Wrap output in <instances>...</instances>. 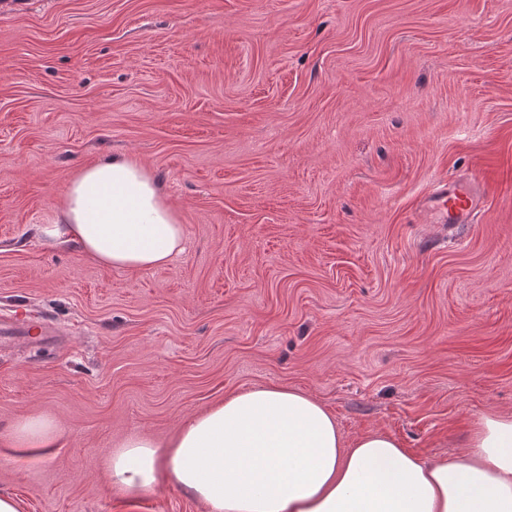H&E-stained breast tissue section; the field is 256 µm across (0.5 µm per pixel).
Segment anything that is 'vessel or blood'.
<instances>
[{
    "label": "vessel or blood",
    "mask_w": 512,
    "mask_h": 512,
    "mask_svg": "<svg viewBox=\"0 0 512 512\" xmlns=\"http://www.w3.org/2000/svg\"><path fill=\"white\" fill-rule=\"evenodd\" d=\"M483 191L478 184L469 181L446 182L438 186L427 199L425 209L432 223L467 224L481 208ZM20 327L23 334L36 344L43 343L57 331L49 319L18 323L16 315H0V332Z\"/></svg>",
    "instance_id": "obj_1"
}]
</instances>
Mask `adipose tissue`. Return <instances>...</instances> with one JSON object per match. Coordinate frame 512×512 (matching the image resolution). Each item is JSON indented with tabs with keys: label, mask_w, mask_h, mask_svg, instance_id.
I'll return each instance as SVG.
<instances>
[{
	"label": "adipose tissue",
	"mask_w": 512,
	"mask_h": 512,
	"mask_svg": "<svg viewBox=\"0 0 512 512\" xmlns=\"http://www.w3.org/2000/svg\"><path fill=\"white\" fill-rule=\"evenodd\" d=\"M95 188L111 189V201L91 204ZM41 232L130 272L166 266L186 250L184 226L127 156L84 168L67 188L59 222ZM56 434L51 418L31 416L7 440L34 451L52 447ZM106 467L122 494L166 481L210 512H512V417L483 415L462 458L424 463L380 432L346 442L318 400L262 385L190 415L168 441L127 437Z\"/></svg>",
	"instance_id": "1"
}]
</instances>
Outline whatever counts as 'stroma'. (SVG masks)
I'll return each mask as SVG.
<instances>
[{
  "instance_id": "1",
  "label": "stroma",
  "mask_w": 512,
  "mask_h": 512,
  "mask_svg": "<svg viewBox=\"0 0 512 512\" xmlns=\"http://www.w3.org/2000/svg\"><path fill=\"white\" fill-rule=\"evenodd\" d=\"M126 155L186 251L131 273L50 244L65 190ZM484 189L432 224L446 181ZM0 494L21 512H209L103 459L228 394L284 385L347 441L462 454L512 415V0H0ZM55 419V447L5 436ZM483 190L469 181L445 182L425 202L432 224H468L481 208ZM21 330L24 336H28L36 344H41L53 336H58L52 322L46 318L22 322Z\"/></svg>"
}]
</instances>
